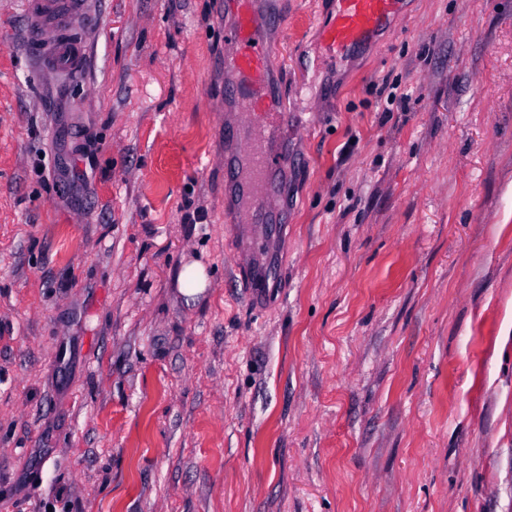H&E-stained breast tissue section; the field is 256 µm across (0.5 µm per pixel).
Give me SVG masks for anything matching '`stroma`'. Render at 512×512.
Returning a JSON list of instances; mask_svg holds the SVG:
<instances>
[{
  "mask_svg": "<svg viewBox=\"0 0 512 512\" xmlns=\"http://www.w3.org/2000/svg\"><path fill=\"white\" fill-rule=\"evenodd\" d=\"M228 3L94 0L53 85L0 0V512H512V0H404L332 67L334 0H283L256 300ZM178 284L181 293L194 297L208 287V277L202 264L194 262L183 266L178 273Z\"/></svg>",
  "mask_w": 512,
  "mask_h": 512,
  "instance_id": "1",
  "label": "stroma"
}]
</instances>
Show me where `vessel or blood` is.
Returning a JSON list of instances; mask_svg holds the SVG:
<instances>
[{
  "label": "vessel or blood",
  "instance_id": "b4317fda",
  "mask_svg": "<svg viewBox=\"0 0 512 512\" xmlns=\"http://www.w3.org/2000/svg\"><path fill=\"white\" fill-rule=\"evenodd\" d=\"M92 0H22L24 49L41 69L57 76L83 71ZM234 21L224 27V203L234 224H274L268 201L287 193L284 174L293 164L276 144L288 114L281 107L275 63L282 43L280 0H232ZM400 0H335L320 24L330 55L343 57L375 41L394 25Z\"/></svg>",
  "mask_w": 512,
  "mask_h": 512
}]
</instances>
